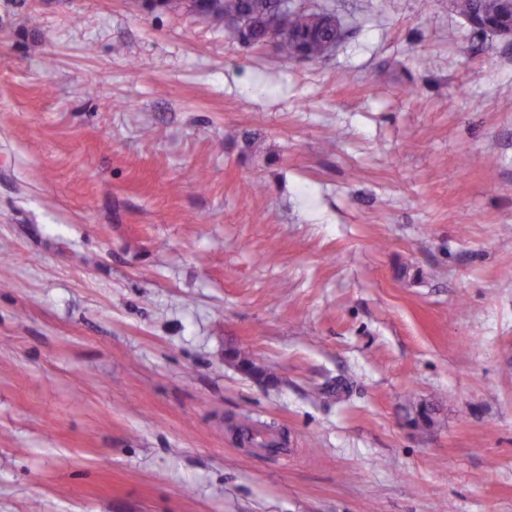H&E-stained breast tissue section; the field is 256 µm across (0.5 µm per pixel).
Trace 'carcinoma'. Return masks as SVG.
<instances>
[{"mask_svg": "<svg viewBox=\"0 0 512 512\" xmlns=\"http://www.w3.org/2000/svg\"><path fill=\"white\" fill-rule=\"evenodd\" d=\"M224 18L229 21L227 28L232 31L244 47H252L266 35L265 21L276 9L278 0H218ZM455 13L466 17L481 16L488 24L498 23L502 18V0H455ZM281 37L275 51L285 62L295 61L305 53L311 60H318L323 54L325 42L333 39L336 30L328 28L316 19L311 11H289L279 14ZM232 357L239 360V367L248 375L265 377L267 368L253 357Z\"/></svg>", "mask_w": 512, "mask_h": 512, "instance_id": "cac0c4a2", "label": "carcinoma"}]
</instances>
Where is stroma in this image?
Returning <instances> with one entry per match:
<instances>
[{
	"label": "stroma",
	"instance_id": "1",
	"mask_svg": "<svg viewBox=\"0 0 512 512\" xmlns=\"http://www.w3.org/2000/svg\"><path fill=\"white\" fill-rule=\"evenodd\" d=\"M305 2L0 0V512H512V43ZM225 25L232 31L238 42L244 47H254L266 35L265 21L276 9L280 1L281 12L295 8L298 1L293 0H217ZM341 32L336 41L329 43L324 52V58L330 56L345 33L341 21L333 13L330 15ZM279 29L281 37L275 51L285 62L296 61L299 55L305 53L309 60H319L323 54L324 44L335 37L336 30L328 28L316 19V14L307 11H288L279 14Z\"/></svg>",
	"mask_w": 512,
	"mask_h": 512
}]
</instances>
